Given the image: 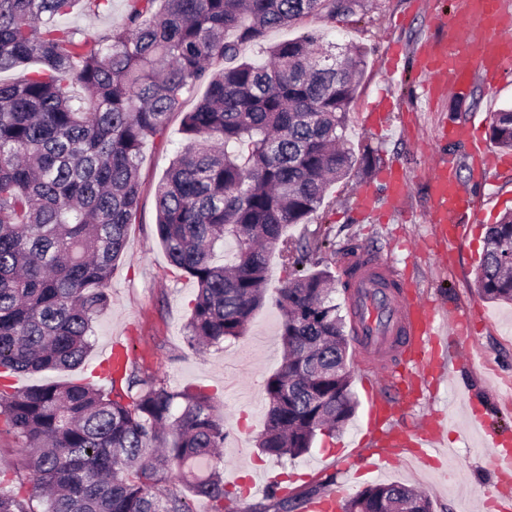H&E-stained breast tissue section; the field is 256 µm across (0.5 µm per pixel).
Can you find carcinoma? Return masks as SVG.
Instances as JSON below:
<instances>
[{
	"mask_svg": "<svg viewBox=\"0 0 512 512\" xmlns=\"http://www.w3.org/2000/svg\"><path fill=\"white\" fill-rule=\"evenodd\" d=\"M110 0H0V374L73 370L108 305L106 285L139 208L144 141L165 135L185 92L207 89L183 113L187 143L155 191L156 232L172 266L197 294L185 323L187 348L237 338L265 301L269 253L289 267L276 300L282 368L265 382L267 424L257 448L295 458L317 436L354 416L349 340L332 298L333 276L312 260L318 240L288 235L324 204L329 186L356 163L339 147L368 53L319 37L264 49L267 60L213 72L238 46L306 17L332 19L356 0H126L121 27L90 41L70 25ZM234 33L235 39L227 38ZM80 86L76 98L70 88ZM490 139L512 151V106L492 113ZM235 243L230 265L217 247ZM476 288L512 303V211L485 231ZM0 420L22 441L26 473L0 490V512H288L279 484L267 503L236 506L218 449L228 432L215 397L176 390L127 361L110 389L54 382L0 388ZM178 478L183 489L170 488ZM433 512L431 499L401 483L367 487L341 512Z\"/></svg>",
	"mask_w": 512,
	"mask_h": 512,
	"instance_id": "carcinoma-1",
	"label": "carcinoma"
}]
</instances>
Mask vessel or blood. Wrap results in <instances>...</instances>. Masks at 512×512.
Listing matches in <instances>:
<instances>
[{
  "label": "vessel or blood",
  "mask_w": 512,
  "mask_h": 512,
  "mask_svg": "<svg viewBox=\"0 0 512 512\" xmlns=\"http://www.w3.org/2000/svg\"><path fill=\"white\" fill-rule=\"evenodd\" d=\"M434 26L440 39L428 44L421 59L422 76L438 88L466 94L474 76L496 83L512 72V0H461L460 12L439 15ZM377 185H361L357 201L364 217L375 211V195L383 193L387 204L401 208L408 194V182L395 167L382 170ZM432 205L428 221L434 224L441 241L454 237L463 216L472 212V202L462 190L455 169L447 158H440L428 176ZM349 302L357 330L359 350L368 355L372 369L385 373L395 370L396 358L413 354L423 362L422 382L438 386L448 377L447 361L437 359L435 347L446 334H455L466 343L467 320L446 316L436 304L411 300L413 285L392 262L368 252L351 263ZM123 345L111 344L104 353L100 376L111 379L125 362ZM368 427L385 422L379 445L387 448H425L444 452L446 427L428 423L409 430L394 420H381L387 407L377 393H369Z\"/></svg>",
  "instance_id": "vessel-or-blood-1"
}]
</instances>
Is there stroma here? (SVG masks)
<instances>
[{"label":"stroma","mask_w":512,"mask_h":512,"mask_svg":"<svg viewBox=\"0 0 512 512\" xmlns=\"http://www.w3.org/2000/svg\"><path fill=\"white\" fill-rule=\"evenodd\" d=\"M454 6L455 0H357L352 12L337 14L334 19L308 17L291 27L268 30L263 42L273 44L316 33L325 42L358 45L368 52V65L349 107L346 138L354 155L372 152L375 165L357 167L350 178L334 183L327 205L310 223L291 226L288 233L311 239L318 229H330L335 248L321 252L320 258L335 279L334 298L342 316H349L350 309L341 262L351 247L368 249L408 268L421 294L442 306L467 312L468 332L474 338L469 346L476 361L473 369L451 371L447 383L425 390L421 405L414 407L407 404L409 394L401 380L402 375L415 371L414 361H406L399 377L382 385L388 398L406 402L401 416L404 428H411L427 408L445 416L446 457L420 459L404 452L379 470L364 474L358 461L330 457V449L342 443H357L360 457L370 451L359 443L368 419L362 380L370 369L357 352L350 365L352 391L360 404L351 421L335 437H317L313 448L300 457L277 461L258 454L255 441L264 428L266 413L264 382L284 362L282 314L276 299L288 272L278 255H271L265 302L243 336L203 352L186 348L184 325L196 285L170 265L156 234L155 188L176 150L186 142L177 114L171 117L164 137L147 140L143 146L137 221L129 227L125 251L106 288L110 302L94 322L90 354L74 371L17 375L16 389L60 381L101 386L96 375L98 363L104 349L118 339L130 349L134 361L164 378L172 388L200 387L217 396L229 433L222 450L227 489L247 486L250 477L266 470L281 479L294 474L296 481L289 486L293 495L316 486L324 493L340 487L351 496L370 485L400 482L425 491L434 512H485L484 502L499 494L512 495V478L500 481L492 470L496 448L472 433L469 411L456 394L458 385H469L476 395L477 411L500 441L512 445V304L484 299L475 288L486 227L512 210V170L486 171L464 147L439 136L442 118H471L481 126V140H488L491 113L512 104V75L493 87L474 78L463 97L450 93L427 99L415 73L418 57L425 41L436 36L433 15L452 11ZM263 44L240 45V59L263 60ZM393 46L399 48L407 72L402 84L390 83L379 65L383 53ZM384 95L400 99L401 108L391 116V129L378 135L368 127L367 108ZM441 153L455 159L460 181L471 194L479 219L453 244L447 258H439L432 250L426 256H415L405 249V242L428 246L434 240V229L426 222L431 195L424 174ZM387 164L399 166L412 180L410 212L405 217H383L375 224L358 223L357 188L372 179L375 167Z\"/></svg>","instance_id":"1"}]
</instances>
